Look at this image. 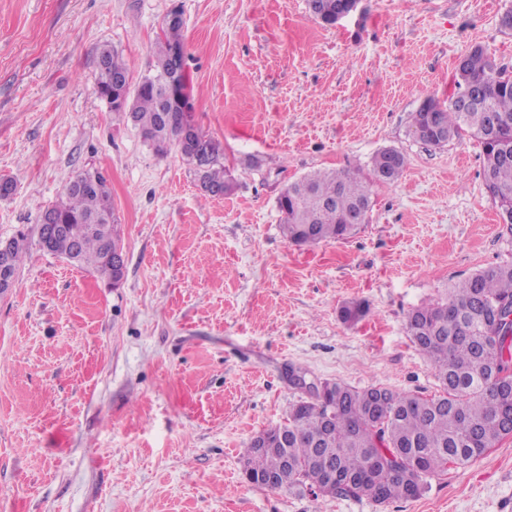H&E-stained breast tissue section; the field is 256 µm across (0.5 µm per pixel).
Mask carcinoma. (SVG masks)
Segmentation results:
<instances>
[{
    "label": "carcinoma",
    "instance_id": "obj_1",
    "mask_svg": "<svg viewBox=\"0 0 512 512\" xmlns=\"http://www.w3.org/2000/svg\"><path fill=\"white\" fill-rule=\"evenodd\" d=\"M342 0H308L314 19L336 14ZM183 24L162 27L155 56V72L137 85L128 98V111L144 141L160 156L171 145L192 166L204 195H230L229 167L219 143L199 132L194 147L181 142L183 112L170 102L162 105L152 81L174 67L170 51L183 45ZM454 93H470L477 102L471 112L444 105L440 125L448 139L467 133L482 149L483 178L488 193L512 212V74L480 47L459 57ZM129 77L123 59L105 45L98 53L96 87L112 103L115 81ZM405 168V158L386 148L372 159V181L357 171H316L288 183L277 198L282 229L289 241L314 245L342 239L355 225L351 215L371 208V182L393 183ZM112 204L104 175L83 171L66 186L60 201L46 209L64 231L39 236L43 250L73 260L105 276L115 277L112 256L124 250L120 224L110 212L112 233L92 218ZM26 236L14 237L10 268L19 267L26 252ZM512 305V264L488 266L448 288L446 295L413 309L406 329L411 341L431 361L439 391L429 397L388 387L353 389L325 382L327 393L309 404L296 401L284 423L259 432L243 453L248 483L270 490L308 493L314 498L367 497L378 504L414 499L428 480L445 476L452 467L476 461L501 440L512 437V394L503 385L512 382V341L496 339L486 321L503 305ZM367 313L361 301L339 310L345 323ZM384 459L375 466L373 461ZM336 472L329 480L327 471Z\"/></svg>",
    "mask_w": 512,
    "mask_h": 512
}]
</instances>
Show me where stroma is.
<instances>
[{
    "instance_id": "1",
    "label": "stroma",
    "mask_w": 512,
    "mask_h": 512,
    "mask_svg": "<svg viewBox=\"0 0 512 512\" xmlns=\"http://www.w3.org/2000/svg\"><path fill=\"white\" fill-rule=\"evenodd\" d=\"M200 128L239 186L205 197L177 149L156 155L96 91L100 47L131 85L154 72L171 8ZM512 0H363L326 26L307 0H0V239L28 238L0 294V512H512V437L415 499L312 498L248 484L243 452L306 398V381L434 394L406 317L448 285L512 264L477 142L416 140L479 46L512 71ZM402 178L372 188L365 224L298 246L277 198L317 170ZM86 169L108 180L125 277L38 244L42 212ZM368 312L341 322L343 302ZM371 167L373 182L393 183L405 168V158L396 149H382L373 157Z\"/></svg>"
}]
</instances>
